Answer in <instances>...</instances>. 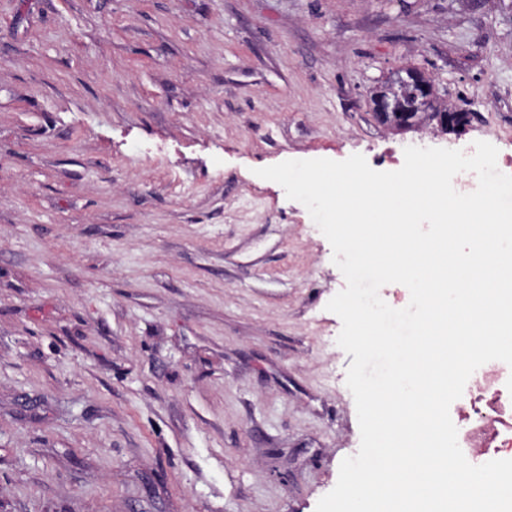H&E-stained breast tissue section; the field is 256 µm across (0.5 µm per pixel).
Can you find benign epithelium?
<instances>
[{"instance_id": "1", "label": "benign epithelium", "mask_w": 512, "mask_h": 512, "mask_svg": "<svg viewBox=\"0 0 512 512\" xmlns=\"http://www.w3.org/2000/svg\"><path fill=\"white\" fill-rule=\"evenodd\" d=\"M434 97V87L412 71L397 74L392 87L376 100L375 112L380 118H389L395 123L412 122L413 113L424 108ZM438 126L458 130L466 126L465 118L458 110L450 109L437 116Z\"/></svg>"}]
</instances>
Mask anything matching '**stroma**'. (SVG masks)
I'll use <instances>...</instances> for the list:
<instances>
[{
  "label": "stroma",
  "mask_w": 512,
  "mask_h": 512,
  "mask_svg": "<svg viewBox=\"0 0 512 512\" xmlns=\"http://www.w3.org/2000/svg\"><path fill=\"white\" fill-rule=\"evenodd\" d=\"M408 66L463 133L375 117ZM478 140L512 155V0H0V512H316L346 281L256 171Z\"/></svg>",
  "instance_id": "stroma-1"
}]
</instances>
